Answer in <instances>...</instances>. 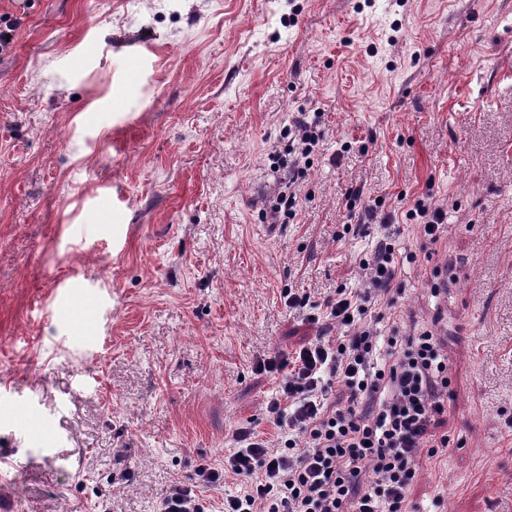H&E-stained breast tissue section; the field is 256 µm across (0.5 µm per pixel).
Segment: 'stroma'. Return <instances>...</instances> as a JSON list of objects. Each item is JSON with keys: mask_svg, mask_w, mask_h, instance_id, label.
I'll return each mask as SVG.
<instances>
[{"mask_svg": "<svg viewBox=\"0 0 512 512\" xmlns=\"http://www.w3.org/2000/svg\"><path fill=\"white\" fill-rule=\"evenodd\" d=\"M9 24L0 512H157L236 429L271 431L254 363L331 335L379 234L355 188L417 255L374 328L448 353L451 446L410 512H512V0H0ZM301 112L322 139L298 175ZM419 198L448 210L437 244ZM294 183H288V188L284 191H281L277 198L276 204L272 209V219L276 222L281 217H293L295 215V211L299 206V197L296 191L292 188ZM446 215L447 211L442 206L433 207L431 203L421 198L414 202L405 216L408 220L415 221L413 226L416 227L420 237L430 243H436L444 232Z\"/></svg>", "mask_w": 512, "mask_h": 512, "instance_id": "obj_1", "label": "stroma"}]
</instances>
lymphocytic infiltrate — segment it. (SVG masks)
<instances>
[{
	"instance_id": "1",
	"label": "lymphocytic infiltrate",
	"mask_w": 512,
	"mask_h": 512,
	"mask_svg": "<svg viewBox=\"0 0 512 512\" xmlns=\"http://www.w3.org/2000/svg\"><path fill=\"white\" fill-rule=\"evenodd\" d=\"M360 217L380 234L359 259L360 286L325 302L323 317L341 335L259 361L258 371L282 376L267 404L274 435L237 429L223 468L197 471L211 485L244 480L224 512H407L420 459L448 453L442 339L427 328L380 336L371 323L376 307L394 305L398 270L415 256L401 253L391 213L367 205Z\"/></svg>"
}]
</instances>
